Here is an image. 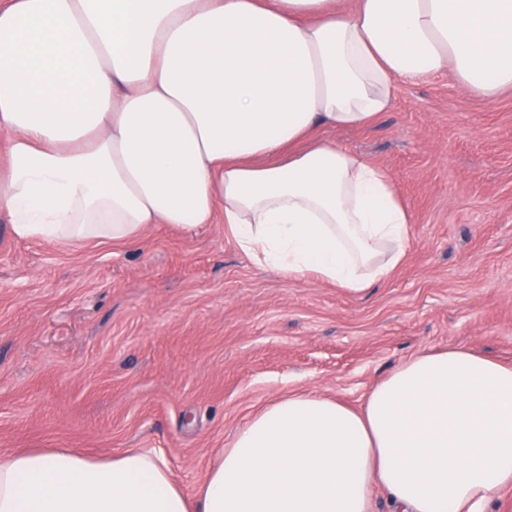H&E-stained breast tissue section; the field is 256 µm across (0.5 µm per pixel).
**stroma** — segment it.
Listing matches in <instances>:
<instances>
[{"mask_svg":"<svg viewBox=\"0 0 512 512\" xmlns=\"http://www.w3.org/2000/svg\"><path fill=\"white\" fill-rule=\"evenodd\" d=\"M319 136L384 169L412 215L405 260L358 296L283 279L220 224L84 246L0 218V453L154 448L190 492L288 392L358 407L430 348L512 362V87L402 84L374 124Z\"/></svg>","mask_w":512,"mask_h":512,"instance_id":"1","label":"stroma"}]
</instances>
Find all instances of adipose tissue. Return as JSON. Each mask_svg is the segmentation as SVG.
Returning a JSON list of instances; mask_svg holds the SVG:
<instances>
[{"instance_id":"adipose-tissue-1","label":"adipose tissue","mask_w":512,"mask_h":512,"mask_svg":"<svg viewBox=\"0 0 512 512\" xmlns=\"http://www.w3.org/2000/svg\"><path fill=\"white\" fill-rule=\"evenodd\" d=\"M446 71L483 98L512 86V0H7L0 215L21 240L96 244L220 217L251 259L359 295L405 259L412 217L317 132ZM374 486L395 512H484L512 486V363L430 350L356 410L272 400L191 494L145 449L0 455V512H369Z\"/></svg>"}]
</instances>
